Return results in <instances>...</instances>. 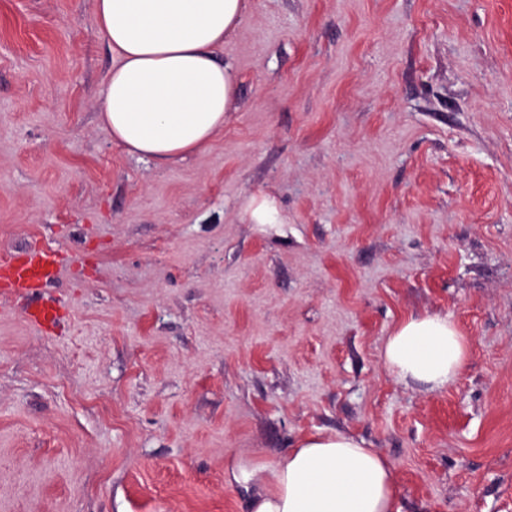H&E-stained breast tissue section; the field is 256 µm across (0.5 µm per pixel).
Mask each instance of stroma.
<instances>
[{
    "mask_svg": "<svg viewBox=\"0 0 512 512\" xmlns=\"http://www.w3.org/2000/svg\"><path fill=\"white\" fill-rule=\"evenodd\" d=\"M94 14L0 0V261L58 252L65 307L0 294V512H246L227 462L317 433L400 512H512V0H248L223 129L164 166L100 121ZM433 314L439 391L382 359ZM246 212L253 224H276L278 210L275 200L268 195L252 197L246 206ZM468 352V338L448 317L412 316L394 328L383 362L400 380L434 391L456 379Z\"/></svg>",
    "mask_w": 512,
    "mask_h": 512,
    "instance_id": "stroma-1",
    "label": "stroma"
}]
</instances>
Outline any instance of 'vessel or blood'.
Instances as JSON below:
<instances>
[{"mask_svg": "<svg viewBox=\"0 0 512 512\" xmlns=\"http://www.w3.org/2000/svg\"><path fill=\"white\" fill-rule=\"evenodd\" d=\"M62 265L50 251H32L0 263V289L13 296L36 297L60 274Z\"/></svg>", "mask_w": 512, "mask_h": 512, "instance_id": "b4317fda", "label": "vessel or blood"}]
</instances>
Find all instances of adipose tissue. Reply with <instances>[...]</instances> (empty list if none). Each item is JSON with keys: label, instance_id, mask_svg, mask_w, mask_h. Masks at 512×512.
<instances>
[{"label": "adipose tissue", "instance_id": "obj_1", "mask_svg": "<svg viewBox=\"0 0 512 512\" xmlns=\"http://www.w3.org/2000/svg\"><path fill=\"white\" fill-rule=\"evenodd\" d=\"M247 0H96L95 22L118 62L99 112L113 142L165 165L201 150L223 129L237 95L231 64L215 56ZM469 340L448 318L398 323L384 351L400 380L448 387ZM226 483L248 512H399L393 462L347 435H309L271 464L230 462Z\"/></svg>", "mask_w": 512, "mask_h": 512}]
</instances>
